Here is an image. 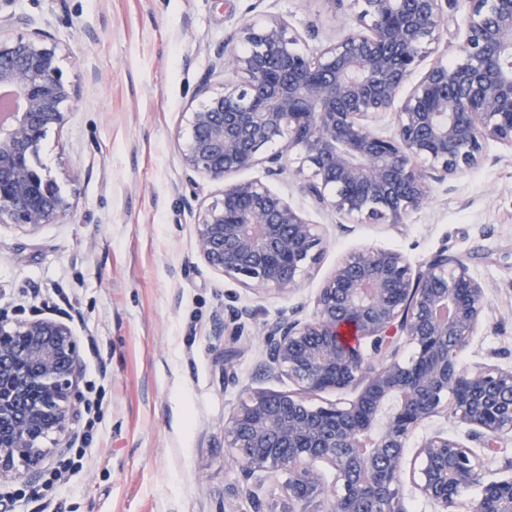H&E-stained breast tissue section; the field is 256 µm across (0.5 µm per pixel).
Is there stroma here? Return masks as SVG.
I'll return each mask as SVG.
<instances>
[{
    "mask_svg": "<svg viewBox=\"0 0 512 512\" xmlns=\"http://www.w3.org/2000/svg\"><path fill=\"white\" fill-rule=\"evenodd\" d=\"M266 12L314 48L341 24L320 0H0L51 35L64 78L76 88L63 125L39 146L42 168L74 202V216L34 232L0 224V311L9 319L66 317L83 347V380L107 376L102 417L51 512H252L239 461L224 433L245 389L300 388L266 373L263 331L306 316L336 262L362 247L401 252L419 266L439 250L488 284L464 365L495 353L512 367V149L489 143L483 160L432 186L429 205L403 225L351 224L317 209L296 157L267 180L319 224L323 254L291 293L256 292L198 255L194 222L220 183L190 178L182 142L210 64L233 29ZM241 312L239 338L215 325ZM238 348L232 368L224 353ZM66 449L46 441L28 476L0 480V512H42L44 472Z\"/></svg>",
    "mask_w": 512,
    "mask_h": 512,
    "instance_id": "1",
    "label": "stroma"
}]
</instances>
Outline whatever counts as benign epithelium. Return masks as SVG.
<instances>
[{
	"label": "benign epithelium",
	"instance_id": "obj_1",
	"mask_svg": "<svg viewBox=\"0 0 512 512\" xmlns=\"http://www.w3.org/2000/svg\"><path fill=\"white\" fill-rule=\"evenodd\" d=\"M451 0H351L342 35L312 50L288 23L267 14L236 29L245 50H221L212 69L222 87L199 89L181 147L185 168L223 182L195 227L201 259L256 291L286 293L319 259L322 236L285 197L260 179L227 181L267 164L280 174L295 152L311 170L303 191L350 223L393 226L430 202L431 183L478 165L483 144L512 147V0H472L459 60L432 63L407 83L439 42ZM21 15L0 17V88L14 106L0 114V224L35 231L69 220L74 203L35 158L49 128L65 120L75 89L63 79L56 45L26 34ZM278 152L266 154L273 144ZM488 285L458 257L439 250L417 269L399 252L363 248L322 282L312 313L267 325L265 368L308 394L354 390L326 405L300 395L250 390L225 429L243 476L288 473V512H407L402 476L440 512L477 483L467 512H512V476L486 479L473 451L444 429L422 440L418 465L404 469L410 435L450 416L494 452L512 433V368L464 367ZM358 329L359 344L340 339ZM25 342H0V478L39 461L42 440L79 414L80 342L61 319L0 320ZM414 348L400 363L397 341ZM319 462L336 471L327 488Z\"/></svg>",
	"mask_w": 512,
	"mask_h": 512
}]
</instances>
